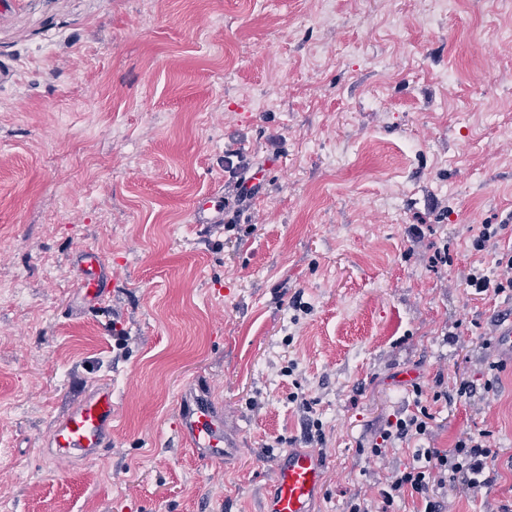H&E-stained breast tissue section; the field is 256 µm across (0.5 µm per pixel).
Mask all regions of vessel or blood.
<instances>
[{
    "mask_svg": "<svg viewBox=\"0 0 512 512\" xmlns=\"http://www.w3.org/2000/svg\"><path fill=\"white\" fill-rule=\"evenodd\" d=\"M194 224L224 221V198L194 203L190 211ZM82 276L77 293L84 306H98L105 298L101 280L102 255L95 249L81 250L77 256ZM112 386L98 387L56 422L47 435V446L56 462L68 464L88 460L107 452L112 445ZM178 435L183 444L203 461L220 464L231 448L224 435V415L203 388L186 389L180 400ZM325 461L310 448L281 451L274 463V489L265 512H315L324 480Z\"/></svg>",
    "mask_w": 512,
    "mask_h": 512,
    "instance_id": "vessel-or-blood-1",
    "label": "vessel or blood"
}]
</instances>
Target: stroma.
<instances>
[{
  "mask_svg": "<svg viewBox=\"0 0 512 512\" xmlns=\"http://www.w3.org/2000/svg\"><path fill=\"white\" fill-rule=\"evenodd\" d=\"M0 501L8 512H264L272 460L322 422L317 512L377 496L416 448L486 431L495 480L448 512L512 505V360L497 395L435 404L431 435L360 451L436 373L483 384L512 294H474L512 245V8L441 0H6L0 7ZM262 165L233 230L191 224ZM498 238L475 250L484 225ZM448 249V263L430 257ZM105 259L85 308L75 259ZM112 446L70 467L49 428L101 380ZM205 387L235 448H182ZM250 169L244 154L239 150L228 151L224 155V171L229 173L227 187L224 185V196L219 192L213 194L210 201H197L190 211L191 224H224V198L235 199L237 205L251 200L258 192V184L247 187L246 172ZM227 189V193H226ZM236 224H224L228 231Z\"/></svg>",
  "mask_w": 512,
  "mask_h": 512,
  "instance_id": "stroma-1",
  "label": "stroma"
}]
</instances>
